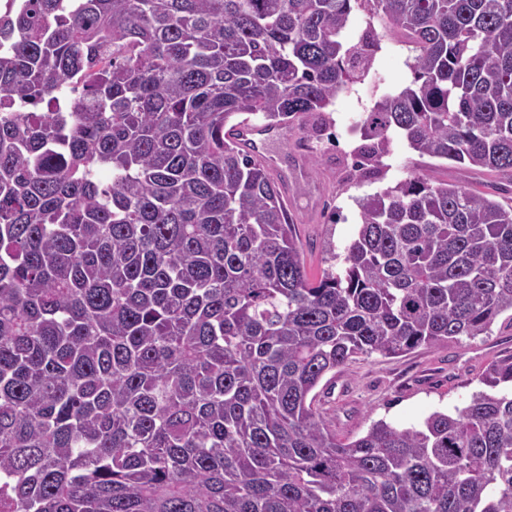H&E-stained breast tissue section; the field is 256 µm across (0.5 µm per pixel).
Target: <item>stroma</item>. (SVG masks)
Listing matches in <instances>:
<instances>
[{"mask_svg": "<svg viewBox=\"0 0 512 512\" xmlns=\"http://www.w3.org/2000/svg\"><path fill=\"white\" fill-rule=\"evenodd\" d=\"M382 36L375 67L381 84L364 82L342 91L320 114H306L288 128V137L269 143L276 159L274 175L283 185V201L294 224L307 271L320 276L330 267L331 254L346 255L357 236L359 199L417 176L471 187L502 204H512V182L494 173L476 172L449 160L419 156L401 136H394L378 163L355 170L353 155L365 145L361 118L384 94L410 82L406 62L411 45L386 31L366 7L353 8L341 34L352 43L367 28ZM315 145L300 151L301 141ZM512 354V318L501 315L488 334L466 336L443 346L420 347L385 357L360 356L327 374L316 389L317 403L337 435L354 438L383 419L397 426L422 421L436 410L465 406L480 390L487 364Z\"/></svg>", "mask_w": 512, "mask_h": 512, "instance_id": "obj_1", "label": "stroma"}]
</instances>
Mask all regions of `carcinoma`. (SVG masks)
I'll use <instances>...</instances> for the list:
<instances>
[{"label":"carcinoma","instance_id":"obj_1","mask_svg":"<svg viewBox=\"0 0 512 512\" xmlns=\"http://www.w3.org/2000/svg\"><path fill=\"white\" fill-rule=\"evenodd\" d=\"M415 45L374 144L512 176V0H21L0 21V512H512V355L469 403L337 437L360 355L512 313V205L413 177L309 276L268 169L224 132L322 112Z\"/></svg>","mask_w":512,"mask_h":512}]
</instances>
